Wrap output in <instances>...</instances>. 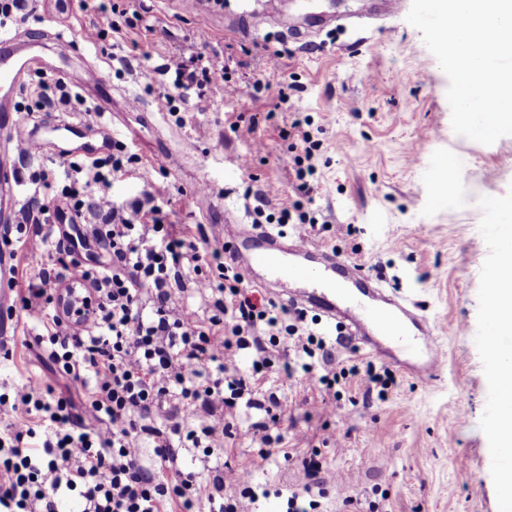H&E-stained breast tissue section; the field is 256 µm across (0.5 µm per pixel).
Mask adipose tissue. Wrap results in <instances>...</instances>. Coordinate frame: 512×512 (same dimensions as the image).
<instances>
[{
  "label": "adipose tissue",
  "mask_w": 512,
  "mask_h": 512,
  "mask_svg": "<svg viewBox=\"0 0 512 512\" xmlns=\"http://www.w3.org/2000/svg\"><path fill=\"white\" fill-rule=\"evenodd\" d=\"M491 219L487 235L498 260L486 272V283L495 301L498 318L497 343L487 352L494 375L492 418L497 431L492 459L504 500L512 501V278L499 274L500 267L512 265V195L495 196L489 203Z\"/></svg>",
  "instance_id": "obj_1"
}]
</instances>
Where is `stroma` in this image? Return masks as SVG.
Returning a JSON list of instances; mask_svg holds the SVG:
<instances>
[{
    "label": "stroma",
    "mask_w": 512,
    "mask_h": 512,
    "mask_svg": "<svg viewBox=\"0 0 512 512\" xmlns=\"http://www.w3.org/2000/svg\"><path fill=\"white\" fill-rule=\"evenodd\" d=\"M48 4L27 0L23 19L7 27L55 66L27 76L18 98L22 115L46 126L64 117L81 120L91 142L106 126L113 141L138 158L133 173L113 180L115 200L153 199L197 242L216 246L213 228L225 214L261 224L299 199L295 152L281 131L294 113L310 115L322 146L306 205L324 219L311 242L380 275L385 288L419 307L442 341L435 378L394 368L387 399L354 387L337 413L316 379L269 373L260 388L285 407L272 431L284 436L287 455L260 459L252 428L260 412L243 405L220 466L251 472L254 484L275 492L279 510L283 495L309 489L319 494L323 512H347V497L357 512H500L485 351L484 273L496 253L485 203L512 192V136L483 145L453 131L448 79L421 33L400 15L360 36L327 28L286 42L272 30L256 42L225 28L216 0L193 12L181 0H135L146 25L133 30L117 14L74 5L61 15ZM93 28L106 30V38L85 43V31ZM60 33L75 52L62 53ZM200 49L223 59V89L191 94L175 111L160 110L158 97L169 82L161 71L166 59ZM277 49L284 55L269 65ZM41 79L62 81L78 102L36 107L33 90ZM259 79L270 92L254 91ZM279 89L291 111H274L270 93ZM132 97L141 111L130 109ZM236 123L252 126L251 138L233 133ZM170 155L180 158L179 169L166 168ZM243 155L251 158L249 169L225 182V169ZM446 160L454 191L435 204L434 166ZM24 332L17 317L0 339L14 351L12 359L0 357V392L11 393L33 372L56 393L81 397V385L57 384L47 353L24 348ZM311 450L321 463L314 478L302 465Z\"/></svg>",
    "instance_id": "35a3bbf8"
}]
</instances>
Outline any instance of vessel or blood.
Wrapping results in <instances>:
<instances>
[{
    "mask_svg": "<svg viewBox=\"0 0 512 512\" xmlns=\"http://www.w3.org/2000/svg\"><path fill=\"white\" fill-rule=\"evenodd\" d=\"M356 22L366 26L381 16L399 12L402 0H359ZM232 19L245 36H264L271 26L293 40L315 29L341 26L345 17L320 14L301 20L285 16L271 22L262 11L243 6ZM31 55L20 54L14 35H0V147L14 150L25 142L41 150V141L21 133L23 123L12 102L24 76L34 70ZM0 198L9 207L0 223H15L19 205L14 167L0 166ZM229 253L246 282L258 288L271 283L287 285L286 303L305 309L338 327L343 338L360 343L368 353L380 354L422 380L441 367L442 348L434 328L407 300L383 288L378 279L342 255L309 242L303 234H287L262 224L239 223ZM15 268L10 247L0 248V317L12 313Z\"/></svg>",
    "mask_w": 512,
    "mask_h": 512,
    "instance_id": "obj_1",
    "label": "vessel or blood"
}]
</instances>
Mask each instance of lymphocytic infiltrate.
Wrapping results in <instances>:
<instances>
[{
  "label": "lymphocytic infiltrate",
  "mask_w": 512,
  "mask_h": 512,
  "mask_svg": "<svg viewBox=\"0 0 512 512\" xmlns=\"http://www.w3.org/2000/svg\"><path fill=\"white\" fill-rule=\"evenodd\" d=\"M163 71L171 78L159 99L163 108L226 79L225 65L202 52L172 54ZM308 124L297 117L287 131L297 150L301 196L311 190L320 147ZM127 166L116 145L110 155L69 162L63 186H54L43 171L28 178L18 248L53 249L73 260L65 272L45 271L28 283L23 317L57 378L84 383L87 390L78 406L69 397L46 395L29 377L12 394H0V408L17 413L0 430V512H58L66 491L78 494L82 512H194L203 501L209 512H241L243 501L259 500L250 473L220 471L203 485L194 472L170 481L163 472L174 468L185 446L206 460L223 454L242 400L266 415L254 425L259 457L274 455L268 428L282 404L272 395L255 397L273 365L290 375L322 365L318 381L328 392L352 378L383 397L393 382L390 373L370 365H335L306 314L255 298L219 249L205 256L216 278H192L205 257L185 232L159 209L147 214L140 206L114 202L111 178ZM87 210L104 214L106 223L86 230L77 219ZM95 248L110 251L111 264L78 260V253ZM188 281L211 297L208 316L174 297L173 286ZM251 349L255 358L241 367V353ZM146 443L156 457L150 468L141 455Z\"/></svg>",
  "instance_id": "obj_1"
}]
</instances>
